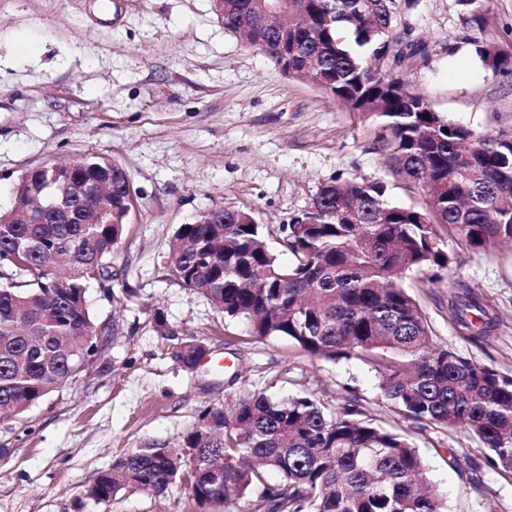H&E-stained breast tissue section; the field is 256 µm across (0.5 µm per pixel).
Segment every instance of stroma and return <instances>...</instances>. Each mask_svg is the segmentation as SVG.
Segmentation results:
<instances>
[{"mask_svg": "<svg viewBox=\"0 0 512 512\" xmlns=\"http://www.w3.org/2000/svg\"><path fill=\"white\" fill-rule=\"evenodd\" d=\"M402 22L409 40L432 49L405 72L410 88L457 123L512 132V71L487 72L474 54L481 41L512 54V0H418ZM375 138L372 120L227 32L211 0H0V210L26 171L86 157L125 169L134 198L111 277L87 289L95 356L29 411L0 415V512H71L118 457L149 442L176 447L202 409L254 391L312 394L332 411L359 407L413 436L448 512H512V473L491 467L462 429L394 417L370 363L250 336L170 270L177 228L205 210H249L276 228L337 179H383L393 200L423 205L425 188L392 178ZM458 279L502 320L487 342L465 340L448 322ZM409 285L434 346L512 376V247L462 254L452 270L425 271ZM189 338L208 350L193 369L174 358ZM84 512H253V504L201 506L178 482L160 497L123 489Z\"/></svg>", "mask_w": 512, "mask_h": 512, "instance_id": "1", "label": "stroma"}]
</instances>
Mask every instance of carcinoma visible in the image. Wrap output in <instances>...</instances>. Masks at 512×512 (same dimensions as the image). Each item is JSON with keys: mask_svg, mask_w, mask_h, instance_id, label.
<instances>
[{"mask_svg": "<svg viewBox=\"0 0 512 512\" xmlns=\"http://www.w3.org/2000/svg\"><path fill=\"white\" fill-rule=\"evenodd\" d=\"M418 0H288L294 68L321 76L324 90L377 123L392 173L421 183L424 207L388 200L383 181L336 180L320 189L316 224L273 230L249 211L226 210L220 224L177 229L171 268L258 339L285 338L326 360L362 355L382 375L380 389L396 417L467 430L490 463L512 472V377L431 344L432 328L407 277L444 269L456 253L512 242V133L485 134L405 92L404 14ZM224 17L233 33L262 17L259 0H232ZM483 67L512 68L491 43L476 45ZM109 224L97 210L69 202V217L17 224L0 212V411L20 415L79 375L96 330L86 284L111 275L112 251L127 224L128 176L112 163ZM37 173L17 191L28 203L49 180ZM292 256L284 265L271 232ZM448 322L467 340H488L497 313L465 283L448 295ZM206 354L181 343L189 368ZM186 481L201 506L250 498L254 512H447L428 488L424 462L408 433L363 417L358 407L331 412L313 395L272 399L254 392L229 409L201 411L180 449L147 444L115 460L72 504H108L121 489L165 493Z\"/></svg>", "mask_w": 512, "mask_h": 512, "instance_id": "obj_1", "label": "carcinoma"}]
</instances>
